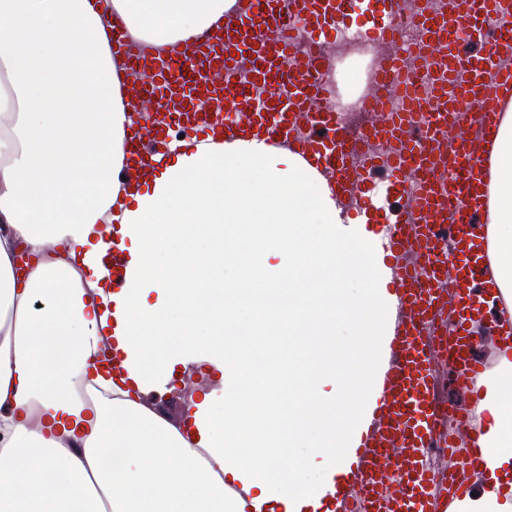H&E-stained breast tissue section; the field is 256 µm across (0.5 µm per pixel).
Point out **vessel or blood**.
<instances>
[{"mask_svg":"<svg viewBox=\"0 0 512 512\" xmlns=\"http://www.w3.org/2000/svg\"><path fill=\"white\" fill-rule=\"evenodd\" d=\"M350 32L387 50L364 106L401 102L356 138L334 105V62L321 53ZM112 51L143 75L137 98L153 105L127 130L141 166L153 167L176 134L219 130L228 149L261 140L298 154L340 200L342 221L371 214L378 183L400 202L383 213L374 243L390 299L370 395L314 512H456L484 490L469 479L486 453L480 402L491 362L481 351L488 334L512 350V300L497 293L477 216L489 148L512 100V0H236L219 31L178 57L135 54L118 26ZM411 57L423 82L406 72ZM112 231L119 290L134 276L120 224ZM444 371L469 397L454 440L437 391ZM432 448L456 460L459 476L428 465Z\"/></svg>","mask_w":512,"mask_h":512,"instance_id":"vessel-or-blood-1","label":"vessel or blood"}]
</instances>
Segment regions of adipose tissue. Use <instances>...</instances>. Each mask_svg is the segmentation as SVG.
Listing matches in <instances>:
<instances>
[{
	"mask_svg": "<svg viewBox=\"0 0 512 512\" xmlns=\"http://www.w3.org/2000/svg\"><path fill=\"white\" fill-rule=\"evenodd\" d=\"M233 0H0V512H305L350 444L387 315L382 256L320 177L252 142L181 149L135 186L129 110L103 14L171 51ZM119 219L135 273L109 286ZM489 239L512 297V105L490 160ZM234 269V278L224 276ZM362 291H352V284ZM115 344L136 387L89 380ZM262 352L263 371L234 369ZM197 373L173 424L143 401ZM489 488L512 512V355L487 387ZM288 445L292 466L272 449Z\"/></svg>",
	"mask_w": 512,
	"mask_h": 512,
	"instance_id": "ef3b65f1",
	"label": "adipose tissue"
}]
</instances>
